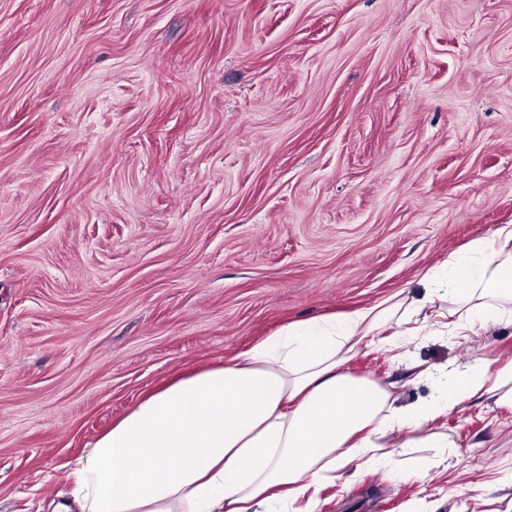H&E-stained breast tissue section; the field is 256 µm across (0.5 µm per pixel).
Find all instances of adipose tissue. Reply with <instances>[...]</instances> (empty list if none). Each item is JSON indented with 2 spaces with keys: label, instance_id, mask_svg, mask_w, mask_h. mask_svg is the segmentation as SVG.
<instances>
[{
  "label": "adipose tissue",
  "instance_id": "obj_1",
  "mask_svg": "<svg viewBox=\"0 0 512 512\" xmlns=\"http://www.w3.org/2000/svg\"><path fill=\"white\" fill-rule=\"evenodd\" d=\"M421 283L476 321L512 326V224L472 242ZM399 304L343 320L288 324L229 361L195 369L149 394L78 459L71 502L52 512H315L337 469L374 460L379 438L422 435L434 415L483 393L512 405V366L484 359L448 376L439 396L399 406L388 386L344 364L400 324Z\"/></svg>",
  "mask_w": 512,
  "mask_h": 512
}]
</instances>
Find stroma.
Here are the masks:
<instances>
[{
  "mask_svg": "<svg viewBox=\"0 0 512 512\" xmlns=\"http://www.w3.org/2000/svg\"><path fill=\"white\" fill-rule=\"evenodd\" d=\"M512 224V0H0V512H47L146 392L293 321L427 302ZM346 365L400 405L512 327ZM318 512H512V407L465 401Z\"/></svg>",
  "mask_w": 512,
  "mask_h": 512,
  "instance_id": "35a3bbf8",
  "label": "stroma"
}]
</instances>
